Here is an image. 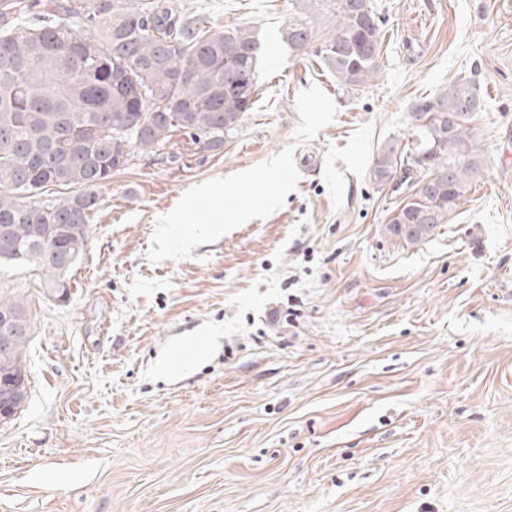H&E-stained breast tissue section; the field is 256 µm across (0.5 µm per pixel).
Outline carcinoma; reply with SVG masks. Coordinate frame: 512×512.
<instances>
[{
  "instance_id": "obj_1",
  "label": "carcinoma",
  "mask_w": 512,
  "mask_h": 512,
  "mask_svg": "<svg viewBox=\"0 0 512 512\" xmlns=\"http://www.w3.org/2000/svg\"><path fill=\"white\" fill-rule=\"evenodd\" d=\"M305 3L283 29L296 55L319 58L343 87H364L381 68L379 17L372 0H326L336 32L319 36ZM261 44L246 28L205 29L176 0H0V264L27 262L45 272V294L69 281L85 253L90 216L112 173L155 154L181 135L199 151L224 146L258 91ZM246 81L236 83V76ZM480 96L455 83L411 106L412 148L380 150L373 177L398 176L409 193L387 230L417 244L448 223V214L480 172L469 123ZM423 166L411 159L429 150ZM75 194L44 200L50 187ZM400 224L429 230L404 235ZM73 229L67 265L48 257L57 232ZM15 318L14 356L0 359V387L27 378L23 360L32 327L19 301H0Z\"/></svg>"
}]
</instances>
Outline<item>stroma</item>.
<instances>
[{"label":"stroma","mask_w":512,"mask_h":512,"mask_svg":"<svg viewBox=\"0 0 512 512\" xmlns=\"http://www.w3.org/2000/svg\"><path fill=\"white\" fill-rule=\"evenodd\" d=\"M181 2L258 36L257 102L220 152L113 174L66 301L0 267L32 322L0 512H512V0H372L358 90L289 51L296 0ZM459 80L481 173L409 244L373 161Z\"/></svg>","instance_id":"stroma-1"}]
</instances>
